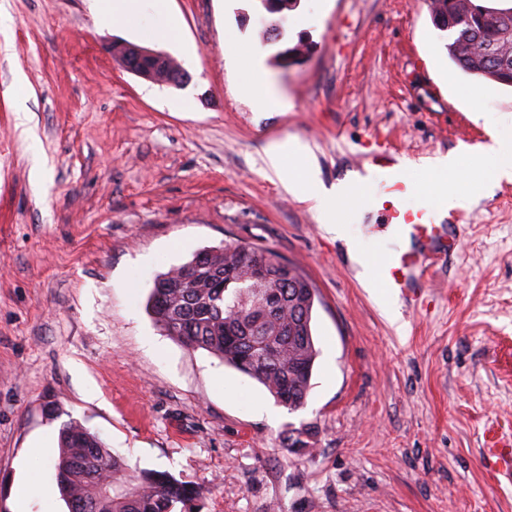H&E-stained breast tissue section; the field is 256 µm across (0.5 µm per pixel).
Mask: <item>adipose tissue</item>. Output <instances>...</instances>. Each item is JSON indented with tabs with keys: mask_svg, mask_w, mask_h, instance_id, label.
I'll return each mask as SVG.
<instances>
[{
	"mask_svg": "<svg viewBox=\"0 0 512 512\" xmlns=\"http://www.w3.org/2000/svg\"><path fill=\"white\" fill-rule=\"evenodd\" d=\"M92 9L101 25L132 24L147 18L152 22L155 38L171 43L181 40L180 27L169 10V0H92ZM241 93L261 110L282 108L284 99L278 93L261 64L259 55H252L243 68L239 84ZM491 141L483 149L490 162L489 179L498 182L512 180V125L493 127ZM293 159L294 167H287L286 159ZM265 163L286 189L300 200L310 203L317 220L337 238L346 239L352 261L361 262L362 256L355 241L347 240L344 225L336 221V209L356 203L359 195L342 190L340 186L325 189L320 186L314 169L306 162V149L298 142L285 141L271 145L266 151ZM421 169L430 176L424 183L425 191L447 201L449 208H467L476 186L469 172L461 166L459 155L450 154L424 160Z\"/></svg>",
	"mask_w": 512,
	"mask_h": 512,
	"instance_id": "obj_1",
	"label": "adipose tissue"
}]
</instances>
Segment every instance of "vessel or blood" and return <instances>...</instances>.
Returning a JSON list of instances; mask_svg holds the SVG:
<instances>
[{"label": "vessel or blood", "mask_w": 512, "mask_h": 512, "mask_svg": "<svg viewBox=\"0 0 512 512\" xmlns=\"http://www.w3.org/2000/svg\"><path fill=\"white\" fill-rule=\"evenodd\" d=\"M396 163L391 149L381 146L360 157L355 167L360 175L373 171L381 179L379 190L370 202L376 224L385 230H396L400 240L404 237L409 240L405 246L400 242L393 245L384 256L376 285L407 296L423 278L431 259L439 253L459 249L461 239L456 217L438 223L425 210L404 207L403 201L413 187L396 171Z\"/></svg>", "instance_id": "obj_1"}]
</instances>
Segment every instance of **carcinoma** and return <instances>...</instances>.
<instances>
[{
  "label": "carcinoma",
  "instance_id": "obj_1",
  "mask_svg": "<svg viewBox=\"0 0 512 512\" xmlns=\"http://www.w3.org/2000/svg\"><path fill=\"white\" fill-rule=\"evenodd\" d=\"M266 41L282 36L283 13L298 0H257ZM444 26L456 35L448 55L465 73L512 85V46L498 29L461 19L453 0H433ZM201 279L183 286L184 269L172 267L154 280L149 310L156 325L191 349H203L262 384L290 411L304 407L318 349L312 334L316 289L299 268L272 269L266 279L254 278L239 246L197 252ZM57 487L69 512H190L186 504L199 491L167 472L131 473L100 438L71 419L59 432L54 460Z\"/></svg>",
  "mask_w": 512,
  "mask_h": 512
}]
</instances>
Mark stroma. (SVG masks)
I'll list each match as a JSON object with an SVG mask.
<instances>
[{
  "label": "stroma",
  "mask_w": 512,
  "mask_h": 512,
  "mask_svg": "<svg viewBox=\"0 0 512 512\" xmlns=\"http://www.w3.org/2000/svg\"><path fill=\"white\" fill-rule=\"evenodd\" d=\"M429 2L300 0L269 43L255 0H171L173 46L99 28L90 0H0V512L28 474L56 484L37 445L72 418L129 469L196 486L194 512H512L485 455L512 448V182L458 210L460 252L392 322L264 162L270 142L300 139L327 187L381 143L480 164L489 128L512 123V88L472 105L481 81L450 59ZM117 43L168 53L186 79L128 72ZM256 49L288 111L239 96L235 61ZM367 217L343 212L374 265L392 238ZM227 243L276 251L317 290L298 411L146 309L158 274Z\"/></svg>",
  "instance_id": "1"
}]
</instances>
